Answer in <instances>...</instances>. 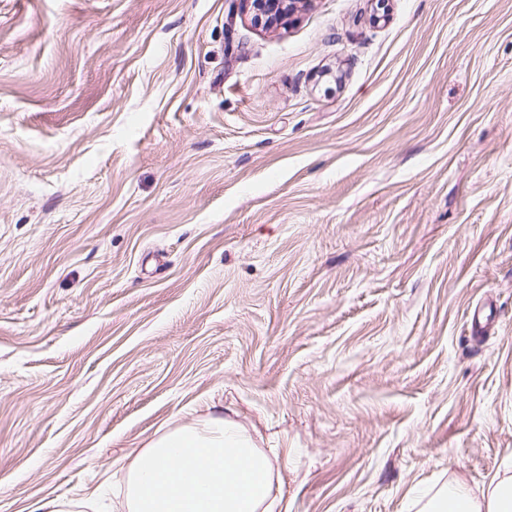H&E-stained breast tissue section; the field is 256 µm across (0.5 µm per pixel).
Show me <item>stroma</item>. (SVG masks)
Returning a JSON list of instances; mask_svg holds the SVG:
<instances>
[{"mask_svg": "<svg viewBox=\"0 0 512 512\" xmlns=\"http://www.w3.org/2000/svg\"><path fill=\"white\" fill-rule=\"evenodd\" d=\"M216 416L275 512L512 459V0H0V512Z\"/></svg>", "mask_w": 512, "mask_h": 512, "instance_id": "35a3bbf8", "label": "stroma"}]
</instances>
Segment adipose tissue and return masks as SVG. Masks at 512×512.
I'll use <instances>...</instances> for the list:
<instances>
[{
	"label": "adipose tissue",
	"mask_w": 512,
	"mask_h": 512,
	"mask_svg": "<svg viewBox=\"0 0 512 512\" xmlns=\"http://www.w3.org/2000/svg\"><path fill=\"white\" fill-rule=\"evenodd\" d=\"M425 509L426 512H512V473H504L479 497L457 488L435 493Z\"/></svg>",
	"instance_id": "1"
}]
</instances>
